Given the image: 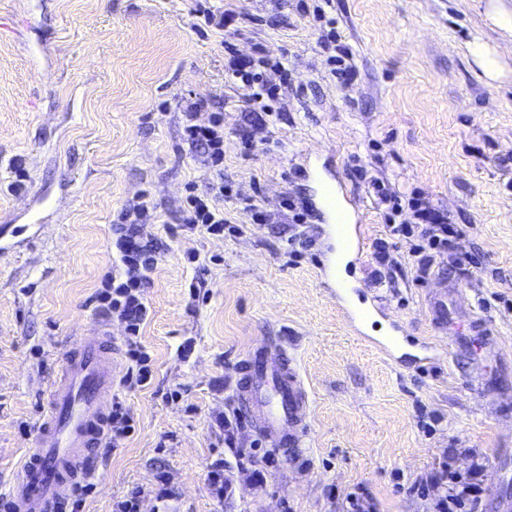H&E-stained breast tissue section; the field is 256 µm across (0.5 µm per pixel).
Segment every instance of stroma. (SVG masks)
I'll return each instance as SVG.
<instances>
[{"label":"stroma","mask_w":512,"mask_h":512,"mask_svg":"<svg viewBox=\"0 0 512 512\" xmlns=\"http://www.w3.org/2000/svg\"><path fill=\"white\" fill-rule=\"evenodd\" d=\"M317 0H241L263 23L270 59L291 70L279 120L261 126L243 89L224 76L220 37L193 29L196 0H0V490L6 489L46 409L64 346L92 335L91 296L112 266L117 211L150 193L156 223L144 232L164 254L145 292L142 342L153 358L145 388L120 396L136 431L95 451L93 491L78 512H113L139 491V512H345L367 493L377 512H427L415 483L448 449L487 459L478 512L512 500V426L498 424L467 385L466 364L398 365L353 330L322 283L326 240L300 256L284 197L307 203L323 224L325 183L344 184L366 215L368 240L385 220L352 172L354 158L400 190L448 212L460 245L478 262L458 281L506 352L499 381L512 397V33L494 22L512 0H332L327 13L355 53L359 79L344 90L319 46ZM499 61L487 76L471 54ZM210 92L224 102V212L239 232L174 235L187 184L209 172L182 143L161 103ZM254 150L240 153L241 134ZM28 174L13 190V167ZM257 194L271 223H252L235 194ZM411 242L398 241L397 292L382 305L414 340L431 338ZM199 253L188 263L187 251ZM291 341L312 398L307 447H264L234 397L249 352ZM438 416L423 433L421 416ZM240 418L233 441L222 421ZM228 481L216 497L214 468ZM165 471L168 494L155 476ZM263 478H256V471Z\"/></svg>","instance_id":"35a3bbf8"}]
</instances>
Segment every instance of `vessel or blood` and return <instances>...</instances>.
Here are the masks:
<instances>
[{
	"instance_id": "b4317fda",
	"label": "vessel or blood",
	"mask_w": 512,
	"mask_h": 512,
	"mask_svg": "<svg viewBox=\"0 0 512 512\" xmlns=\"http://www.w3.org/2000/svg\"><path fill=\"white\" fill-rule=\"evenodd\" d=\"M336 249L321 267L334 284L336 299L351 326L363 332L376 317H387L375 298L356 294L345 278L366 244L360 224H329ZM424 308L435 338L412 345L400 321L389 320L372 344L397 364L467 358L466 377L488 397L499 395L489 361L500 360L498 340L486 319L474 310L456 280L427 291ZM120 364L113 355L112 334L99 325L94 336L80 338L65 357L63 371L50 385L49 411L39 425L36 445L6 490L9 512H54L81 478L107 431L105 410L116 392ZM236 398L266 444L273 449L303 448L309 439L310 398L300 370L286 348L275 354L256 350L241 365Z\"/></svg>"
}]
</instances>
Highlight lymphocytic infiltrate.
I'll use <instances>...</instances> for the list:
<instances>
[{
    "mask_svg": "<svg viewBox=\"0 0 512 512\" xmlns=\"http://www.w3.org/2000/svg\"><path fill=\"white\" fill-rule=\"evenodd\" d=\"M314 13L324 19L329 31L323 39L324 50L329 51V72L343 86H351L357 79L353 52L337 38L334 19L328 18L323 6ZM197 30L214 34H238L252 23L254 17L240 8L236 0H226L216 9L199 5L196 10ZM226 72L229 79L246 88L247 103L267 117H277L281 91L288 85L287 60L270 61L263 45H256L251 57L230 54ZM277 73L278 81H271L270 73ZM182 141L198 153L211 174L205 191L188 186L182 207V225L185 229L213 236L224 233L227 220L219 203L229 196L231 188L224 182V109L216 105L213 95L193 93L178 99ZM208 113L207 122H199L200 113ZM360 179L371 189L376 204L383 208L389 220L387 236L378 240L372 254L373 282L393 286L399 262L393 253L395 240L412 239L411 257L416 268L417 281H425L437 256L447 255L448 269L461 272L471 265V253L460 250L461 231L448 218L447 212L436 208L429 200L415 192L395 190L384 180L370 175L366 166L356 165ZM409 212L408 222L395 223V216ZM155 206L149 195H141L137 203L121 208L112 224V241L116 249V267L102 277L93 300L97 311L107 318L118 319L125 328L124 341L128 367L122 378L124 385L146 386L151 379V358L141 342V329L150 315L145 301V290L151 275L162 260L157 246L147 239L142 227L153 223ZM472 463L466 472H459L450 464H443L435 485L439 492L431 502L432 512H477L481 503L482 479L486 472L483 454L469 449Z\"/></svg>",
    "mask_w": 512,
    "mask_h": 512,
    "instance_id": "lymphocytic-infiltrate-1",
    "label": "lymphocytic infiltrate"
}]
</instances>
